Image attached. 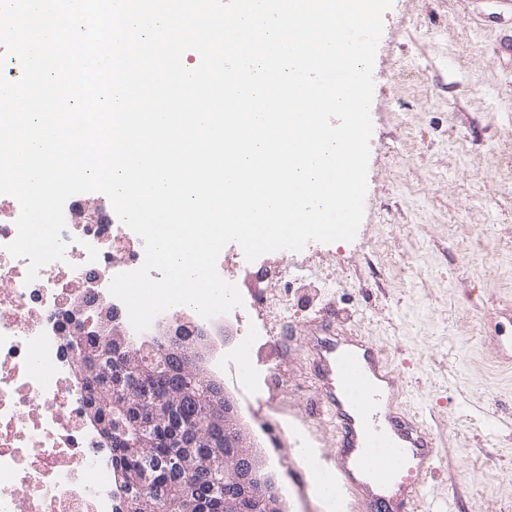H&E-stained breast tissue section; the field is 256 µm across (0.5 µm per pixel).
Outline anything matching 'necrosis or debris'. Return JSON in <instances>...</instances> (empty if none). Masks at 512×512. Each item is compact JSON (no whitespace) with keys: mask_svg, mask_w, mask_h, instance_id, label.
<instances>
[{"mask_svg":"<svg viewBox=\"0 0 512 512\" xmlns=\"http://www.w3.org/2000/svg\"><path fill=\"white\" fill-rule=\"evenodd\" d=\"M20 204L0 195V512H114L112 451L88 421L69 337L96 330L109 292L143 262L141 238L111 203L64 205L65 258L27 281L29 261L6 249Z\"/></svg>","mask_w":512,"mask_h":512,"instance_id":"1","label":"necrosis or debris"}]
</instances>
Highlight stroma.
<instances>
[{
    "label": "stroma",
    "mask_w": 512,
    "mask_h": 512,
    "mask_svg": "<svg viewBox=\"0 0 512 512\" xmlns=\"http://www.w3.org/2000/svg\"><path fill=\"white\" fill-rule=\"evenodd\" d=\"M512 31L496 0H393L374 65L364 217L353 241L308 243L226 268L266 333L245 355L247 401L218 373L235 326L198 343L281 488L288 512H360L329 502L337 431L316 401L306 327L328 304L402 376L406 407L442 460L420 512H512ZM284 268L270 280L258 273ZM281 348H273L274 340Z\"/></svg>",
    "instance_id": "stroma-1"
}]
</instances>
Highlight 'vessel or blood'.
Instances as JSON below:
<instances>
[{
    "label": "vessel or blood",
    "instance_id": "obj_1",
    "mask_svg": "<svg viewBox=\"0 0 512 512\" xmlns=\"http://www.w3.org/2000/svg\"><path fill=\"white\" fill-rule=\"evenodd\" d=\"M341 319L336 309H323L313 359L340 432L335 480L363 500L366 512H417L439 450L404 409L401 375L369 341L337 335Z\"/></svg>",
    "mask_w": 512,
    "mask_h": 512
}]
</instances>
